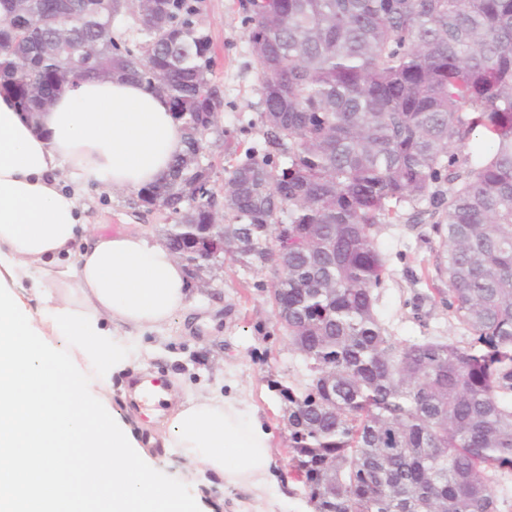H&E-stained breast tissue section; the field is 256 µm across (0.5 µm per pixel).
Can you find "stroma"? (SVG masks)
I'll list each match as a JSON object with an SVG mask.
<instances>
[{"label": "stroma", "instance_id": "1", "mask_svg": "<svg viewBox=\"0 0 512 512\" xmlns=\"http://www.w3.org/2000/svg\"><path fill=\"white\" fill-rule=\"evenodd\" d=\"M197 20L211 35V81L224 98L221 132L208 135L205 149L212 184L219 190L237 161L229 146L246 148L262 139L261 76L238 0H204ZM79 205L88 227L105 224L158 241L177 220L162 208L145 211L135 192L107 191L91 183L80 189ZM378 240L387 266L378 310L389 330L403 341L427 336L464 341L465 331L433 290L431 259L438 240L429 226L384 224ZM274 280L271 269L245 267L229 256L201 270L190 280L188 310L177 313L166 331L138 337L144 353L140 371L165 379L178 376L185 400L232 393L258 407L273 433L276 512H312L292 466L280 395L281 388H301L307 369L277 325L270 300Z\"/></svg>", "mask_w": 512, "mask_h": 512}]
</instances>
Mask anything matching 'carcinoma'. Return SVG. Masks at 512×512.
Here are the masks:
<instances>
[{"mask_svg":"<svg viewBox=\"0 0 512 512\" xmlns=\"http://www.w3.org/2000/svg\"><path fill=\"white\" fill-rule=\"evenodd\" d=\"M202 4L153 0L159 23L116 40L128 0H73L83 23L47 52L57 0H0V91L33 114L97 69L145 82L186 147L138 205L182 225L224 209L247 267L283 235L271 297L308 374L280 393L314 512H498L512 474V0H247L263 144L222 196L197 160L222 103ZM479 127L492 138L471 151ZM403 219L439 238L435 292L467 342H401L381 322L378 229Z\"/></svg>","mask_w":512,"mask_h":512,"instance_id":"1","label":"carcinoma"}]
</instances>
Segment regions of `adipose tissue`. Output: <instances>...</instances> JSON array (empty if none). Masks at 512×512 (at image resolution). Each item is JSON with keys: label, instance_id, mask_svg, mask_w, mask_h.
<instances>
[{"label": "adipose tissue", "instance_id": "1", "mask_svg": "<svg viewBox=\"0 0 512 512\" xmlns=\"http://www.w3.org/2000/svg\"><path fill=\"white\" fill-rule=\"evenodd\" d=\"M184 148L168 99L130 79L78 77L30 120L0 94V512H198L213 478L254 512L272 481L271 433L210 394L143 433L112 401L133 337L189 303L184 264L138 231L85 228L81 185L138 191ZM188 463L161 483L154 446Z\"/></svg>", "mask_w": 512, "mask_h": 512}]
</instances>
